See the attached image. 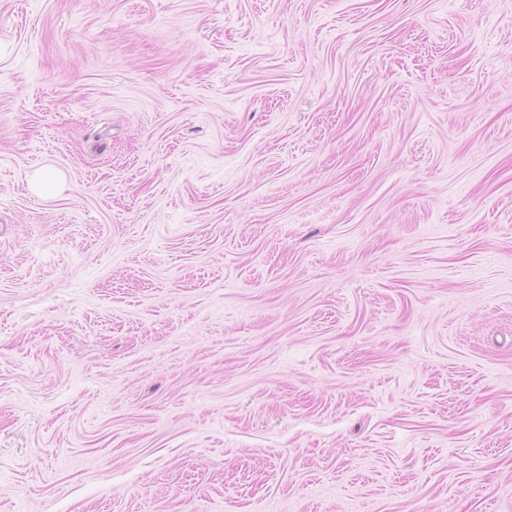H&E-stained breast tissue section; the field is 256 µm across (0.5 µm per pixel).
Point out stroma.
<instances>
[{
  "instance_id": "obj_1",
  "label": "stroma",
  "mask_w": 512,
  "mask_h": 512,
  "mask_svg": "<svg viewBox=\"0 0 512 512\" xmlns=\"http://www.w3.org/2000/svg\"><path fill=\"white\" fill-rule=\"evenodd\" d=\"M0 512H512V0H0Z\"/></svg>"
}]
</instances>
